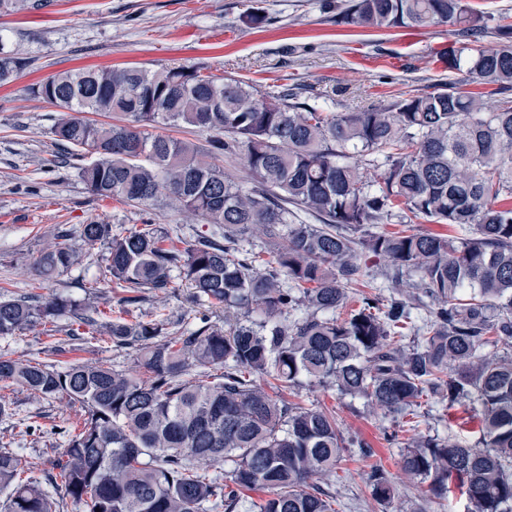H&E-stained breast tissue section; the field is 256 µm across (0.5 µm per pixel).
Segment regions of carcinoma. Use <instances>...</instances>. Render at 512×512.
Here are the masks:
<instances>
[{
  "mask_svg": "<svg viewBox=\"0 0 512 512\" xmlns=\"http://www.w3.org/2000/svg\"><path fill=\"white\" fill-rule=\"evenodd\" d=\"M52 0H0V14L37 13ZM494 23L498 45H483ZM340 23L387 31L446 25L448 70L474 83L512 88V23L475 12L468 0H348ZM0 29V84L25 65ZM32 93L60 109L50 127L98 197L143 207L139 228L115 234L96 220L81 239L105 247L102 282L122 289L124 313L144 293L193 299L224 310V326L203 321L161 339L165 320L103 326L132 349L144 373L97 363L58 367L0 357V381L42 397L66 395L84 410L56 460L67 496L89 512H338L331 491L345 452L372 454L347 436L334 413L290 402L285 391L317 386L389 415L400 425L418 398L480 417L479 437L458 442L418 430L401 449V471L427 486L443 512L454 494L464 512H512V97L484 111L481 97L454 85L399 93L359 112H332L322 96L283 86L263 95L233 77L195 66L65 71ZM86 113L108 114L97 123ZM163 124L209 133L206 144L154 133ZM241 157L244 187L214 162ZM384 167L367 178L361 158ZM171 205L215 226L186 247L166 245L153 211ZM318 220L305 224L298 213ZM400 216L404 228L386 225ZM447 224L461 235L416 231L408 221ZM257 230L272 259L245 253ZM378 260L389 297L363 295L336 315L349 288L372 283ZM79 260L56 243L35 264L50 279ZM97 307L56 297L0 300V336L68 315L98 325ZM417 332L409 346L395 340ZM230 470L212 474L213 466ZM0 450L3 512H59ZM383 510L394 500L386 470L365 478ZM265 491L255 501L246 491Z\"/></svg>",
  "mask_w": 512,
  "mask_h": 512,
  "instance_id": "obj_1",
  "label": "carcinoma"
}]
</instances>
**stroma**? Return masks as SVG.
<instances>
[{
	"mask_svg": "<svg viewBox=\"0 0 512 512\" xmlns=\"http://www.w3.org/2000/svg\"><path fill=\"white\" fill-rule=\"evenodd\" d=\"M344 0H53L37 15H0L10 45L26 61L10 82L0 86V299L35 295L41 300L63 296L98 306L112 320L120 289L98 286L104 253L79 236L88 219L125 231L142 222L137 207L93 195L73 166L58 162L49 134L54 106L33 96L34 84L57 72L87 67L195 65L206 73L233 75L261 93L283 84L319 90L333 99L336 112L385 104L402 90L430 91L453 82L482 94L487 105L501 97L497 87L471 84L462 72H449L441 52L452 42L447 27L422 31H374L338 23ZM266 14L262 28L245 20L248 8ZM67 229L68 245L82 259L44 281L33 270L41 253ZM163 315L169 335L200 323L223 324L222 310L191 302L186 289L165 299L147 296L137 317ZM0 355L65 366L92 362L132 370L136 356L112 346L103 332L70 316L0 337ZM294 401L335 410L343 430L373 450L351 451L339 465L336 499L341 512H381L372 500L365 475L384 468L395 486L394 512H420L424 484L404 475L399 454L412 437L390 417L368 414L363 400L339 396L319 387H303ZM0 444H11L26 469L52 493H60L52 462L66 445L53 434L57 425L80 426L79 403L59 395L35 396L26 387L0 382ZM415 412L423 427L453 439H476L479 421L472 407L440 413L427 399Z\"/></svg>",
	"mask_w": 512,
	"mask_h": 512,
	"instance_id": "stroma-1",
	"label": "stroma"
}]
</instances>
